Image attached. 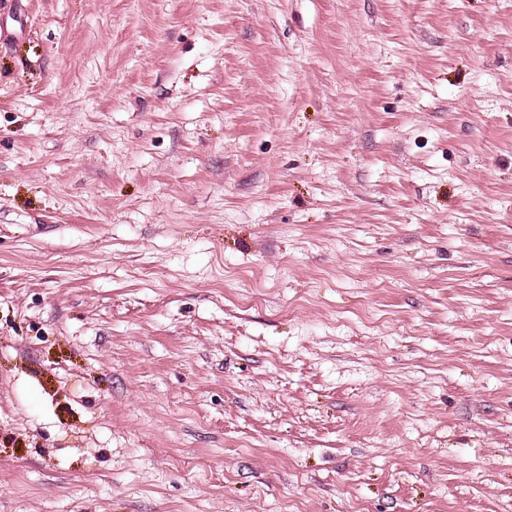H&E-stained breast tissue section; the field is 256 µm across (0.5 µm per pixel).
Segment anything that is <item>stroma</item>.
<instances>
[{
  "label": "stroma",
  "mask_w": 512,
  "mask_h": 512,
  "mask_svg": "<svg viewBox=\"0 0 512 512\" xmlns=\"http://www.w3.org/2000/svg\"><path fill=\"white\" fill-rule=\"evenodd\" d=\"M512 512V0H0V512Z\"/></svg>",
  "instance_id": "1"
}]
</instances>
